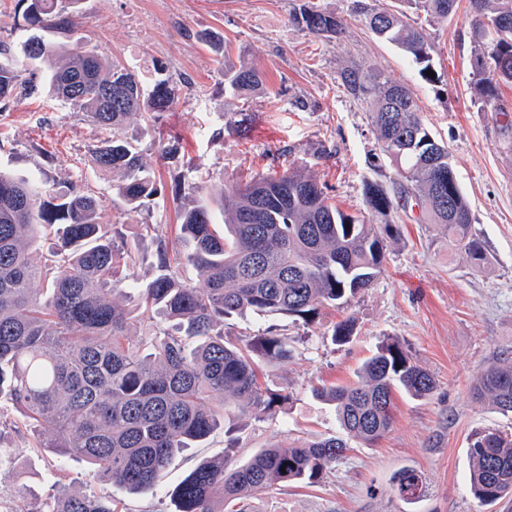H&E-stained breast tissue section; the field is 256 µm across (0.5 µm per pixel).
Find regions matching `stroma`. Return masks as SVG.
<instances>
[{
	"label": "stroma",
	"instance_id": "stroma-1",
	"mask_svg": "<svg viewBox=\"0 0 512 512\" xmlns=\"http://www.w3.org/2000/svg\"><path fill=\"white\" fill-rule=\"evenodd\" d=\"M358 0H59L75 13L78 32L101 58L135 71L145 88L167 76L176 94L172 111L151 118L131 115L124 136L139 149L159 194L146 207L128 210L109 178L94 174L91 151L112 132L85 113L51 98L39 62L27 59L29 37L60 40L52 29L25 26L17 0H0V42L34 89L0 103V171L57 189L88 186L100 200L101 220L118 225L138 245L124 282L134 304L151 276L152 224L174 250L185 251L172 191L177 182L199 185V198L213 201L224 185L246 183L293 168L317 174L333 203L373 224H395L384 272L375 284L340 308L325 309L313 324L287 317L250 315L231 320L232 334L250 340L269 326L293 340L288 362L266 370L268 383L288 388L291 400L274 421L238 422L244 462L271 440L301 444L341 435L330 405L312 395L316 386L356 381L381 340L398 339L413 361L430 373L435 388L416 399L394 395L390 431L372 445L350 439L345 459L312 486L273 485L259 512H512V496L490 504L470 488L469 439L476 432H512V414L475 399L476 377L512 357V141L474 91L471 63L479 47L472 37L469 0H458L448 18L428 26L430 83L397 47L377 38L357 9ZM342 18L340 38L317 37L289 20L304 4ZM243 59L265 78L263 90L244 97L224 90L225 60ZM383 74L408 87L432 135L448 145L459 186L470 204L473 232L488 260L473 264L465 251L436 236L419 207L408 204L384 214L369 211L365 187L397 194L396 167L383 155L371 123V99L350 94L348 73ZM234 129H226L229 120ZM176 149L177 160L164 157ZM353 321L349 344H332L335 325ZM0 444L19 449L20 470L0 471V512H30L69 487L109 494L124 512H165L167 493L200 460L223 454L227 438L215 431L203 444L184 449L154 491L129 494L95 476L76 457L36 447L32 432L7 428ZM417 469L426 492L416 504L398 496L393 476ZM24 493H17V485Z\"/></svg>",
	"mask_w": 512,
	"mask_h": 512
}]
</instances>
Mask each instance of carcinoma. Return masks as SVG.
Wrapping results in <instances>:
<instances>
[{"label": "carcinoma", "instance_id": "1", "mask_svg": "<svg viewBox=\"0 0 512 512\" xmlns=\"http://www.w3.org/2000/svg\"><path fill=\"white\" fill-rule=\"evenodd\" d=\"M23 20L59 31L66 41L33 38L25 54L50 69L53 96L112 129L90 162L114 177L112 190L132 209L158 195L156 181L137 148L122 135L133 114L174 108L167 78L145 92L134 71L81 47L75 13L57 0H18ZM403 9L364 11L377 36L420 66L433 70L430 39L418 19L448 17L456 0H401ZM475 91L492 112L504 113L498 89L512 85V0H471ZM291 23L316 36L339 37L342 20L307 6ZM0 102L11 98L21 74L0 44ZM347 91L373 99L371 122L381 152L395 163L400 194L420 203L429 224L480 265L486 262L472 232L470 205L454 173L448 147L434 139L406 88L376 75L345 77ZM263 75L240 60L224 61V87L246 95L261 90ZM371 209L393 201L382 188H366ZM217 204L224 231L201 204L181 211L184 254L156 237L154 273L139 303H118L123 268L136 243L121 240L115 224L100 222V204L81 184L49 192L0 173V428L36 432V447L76 456L96 474L130 494L152 491L182 448L201 443L224 425L227 404L256 422L274 419L289 402L288 388L260 382V372L291 356L286 334L255 335L244 344L224 332L226 320L247 313L315 322L326 307H340L371 288L384 271L386 239L394 225L369 224L329 202L312 175L285 169L241 186H224ZM56 230L58 245L37 258V239ZM197 283L183 277V268ZM43 283L46 288H38ZM150 333L134 341L129 328ZM432 376L404 346L388 339L362 366L356 384L315 387L313 395L334 406L346 437H318L303 445L275 441L239 465L231 454L198 463L170 492L172 512H257L273 483H319L349 451L347 438L372 444L393 423V394L416 398L433 392ZM473 396L512 412V363L485 369ZM471 490L484 502L512 494V435L477 432L470 438ZM407 502L425 492L422 475L404 468L394 477ZM35 512H120L111 496L62 490Z\"/></svg>", "mask_w": 512, "mask_h": 512}]
</instances>
